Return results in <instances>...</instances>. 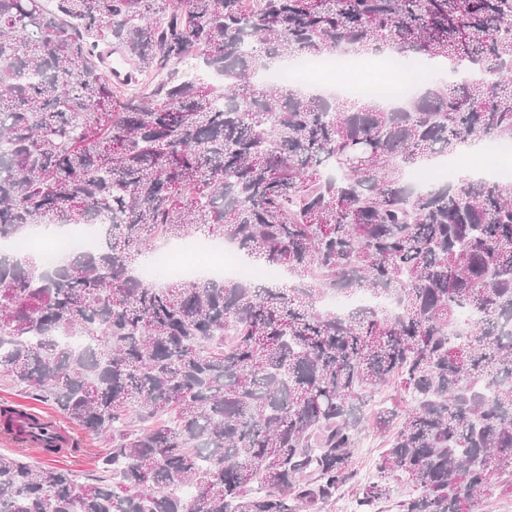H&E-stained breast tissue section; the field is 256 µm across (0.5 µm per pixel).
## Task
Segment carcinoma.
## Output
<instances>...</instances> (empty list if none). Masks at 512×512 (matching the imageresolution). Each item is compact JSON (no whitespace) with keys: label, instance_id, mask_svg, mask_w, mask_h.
Wrapping results in <instances>:
<instances>
[{"label":"carcinoma","instance_id":"1","mask_svg":"<svg viewBox=\"0 0 512 512\" xmlns=\"http://www.w3.org/2000/svg\"><path fill=\"white\" fill-rule=\"evenodd\" d=\"M42 2L0 0V242L108 226L49 270L0 254V374L107 447L89 484L0 453V512H315L368 426L388 440L363 512L392 479L398 512L511 492L512 181L407 171L512 143V0ZM103 41L155 83L112 84ZM380 48L480 78L401 108L254 79ZM199 234L290 283L132 275ZM361 292L395 310L319 306ZM389 383L401 402L370 409ZM55 426L31 424L47 455Z\"/></svg>","mask_w":512,"mask_h":512}]
</instances>
